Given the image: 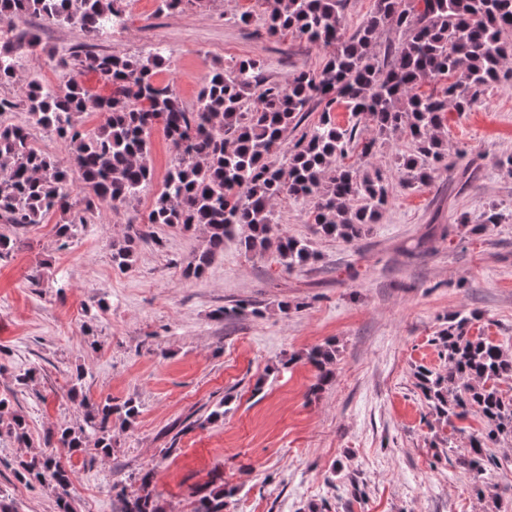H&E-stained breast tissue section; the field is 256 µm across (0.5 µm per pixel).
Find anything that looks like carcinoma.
<instances>
[{
  "label": "carcinoma",
  "instance_id": "cac0c4a2",
  "mask_svg": "<svg viewBox=\"0 0 512 512\" xmlns=\"http://www.w3.org/2000/svg\"><path fill=\"white\" fill-rule=\"evenodd\" d=\"M118 0H0V24L11 36L0 41V86L16 79L15 57L24 49L35 53L39 38L18 21L35 14L48 26L68 25L85 38L100 36L126 24ZM343 0H270L267 34L292 32L311 45L333 48L319 70L296 69L282 82H268L255 60H241L226 71L209 73L194 112L185 110L173 86L155 81L156 69L166 63L159 50L145 62L110 54L61 55L55 68L68 71L79 61L112 84V96L96 102L72 82L54 87L31 77L21 86L28 121L25 125L0 120V218L18 229L40 224L54 212L73 208L74 192L82 194L85 211L107 205L114 212L129 205L152 178L150 135L163 127L174 154L162 191L139 224L125 225L112 242V264L129 269L139 244L156 240L157 224L189 231L202 229L206 246L184 270L200 277L213 256L236 239L248 253L261 254L276 245L288 266L317 260V254L299 239L279 232L273 204L288 196L312 203L309 221L317 232L346 242L376 223L389 202L380 170H367L377 139L403 132L414 151L399 158L407 183L434 180L446 153L437 134L448 109L471 110L481 92L502 79L512 80V0H375V8L353 35L346 34ZM388 28L401 32L400 40L384 57L372 52L378 35ZM436 81V92H421L425 81ZM254 91L256 104L246 106L244 92ZM343 100L350 112L367 119L375 137L355 140L356 127L343 129L331 117V107ZM318 121L287 145L288 131L296 130L317 106ZM106 116L93 130L81 118L90 108ZM36 126L68 143L71 161L60 164L37 149L28 128ZM287 149L288 163L271 157ZM360 149V165L333 166L348 150ZM358 201L351 206L349 201ZM492 204L471 233L482 234L499 223ZM474 317L455 316L436 342L447 368L434 372L417 368V387L435 415L447 422L471 412L480 415L484 429L468 438L459 464L476 479V494L490 491L486 473L499 466L487 449L512 438V397L499 381L512 377V354L502 345L470 333ZM307 359L317 370L318 388L329 378L336 359L331 344L312 350ZM82 422L63 424L44 438L47 450L18 459L14 475L20 482L50 485L59 512H73L69 489L74 470L61 463L54 448L69 454L88 451L112 454V416L126 424L140 414L132 399L115 403L93 401L70 389ZM6 434L27 443L25 415L0 398V421ZM138 488L122 494V512H165L154 492L153 474L142 473ZM229 492L222 475L212 488L194 489V512H224Z\"/></svg>",
  "mask_w": 512,
  "mask_h": 512
}]
</instances>
